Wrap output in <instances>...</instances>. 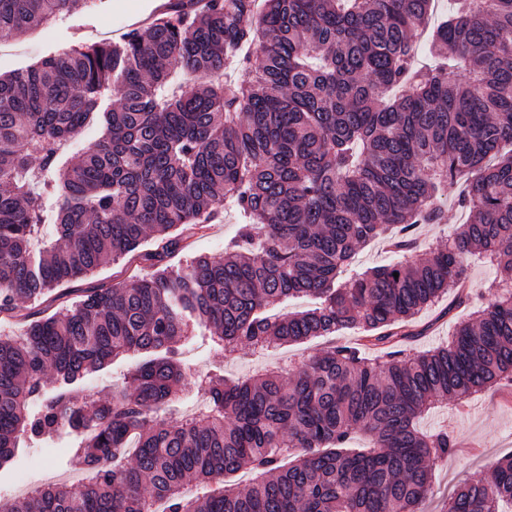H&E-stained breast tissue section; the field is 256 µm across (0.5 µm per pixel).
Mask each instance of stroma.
<instances>
[{"instance_id": "35a3bbf8", "label": "stroma", "mask_w": 512, "mask_h": 512, "mask_svg": "<svg viewBox=\"0 0 512 512\" xmlns=\"http://www.w3.org/2000/svg\"><path fill=\"white\" fill-rule=\"evenodd\" d=\"M156 5L157 0H95L92 6L78 8L70 16L37 27L20 37L0 34V73L28 66L45 55L78 43L120 41L133 28L135 18L149 15ZM241 222L239 212L232 206H225L218 220L209 224L203 234L191 238V253L223 257L225 242L237 235ZM149 272L145 263L132 266L122 260L107 263L100 272L56 289L39 302H18L13 316L0 317V335H22L26 326L43 313L71 305L77 296L88 290L108 287L129 276H144ZM472 312V305L439 300L416 316L415 327L420 334L413 339L412 348L419 352L447 343L457 323L469 320ZM330 342L321 338L269 351L246 348L228 356L205 337H196L180 350L179 358L188 385L176 402L175 410L180 415H192L205 404V396L198 392L193 382L208 372L220 369L230 378L248 377L317 356ZM424 425L429 429L442 425L454 428L460 442L472 445L471 450L458 451L433 466L437 495L427 504L426 512H440L449 491L484 478L493 464L512 455V390L488 389L471 399L467 414H460L449 405L425 420ZM71 445V438L61 436L23 446L19 463L0 470V496L26 497L27 489L17 486L23 475L31 480L40 477L47 483L78 480L82 471L69 462Z\"/></svg>"}]
</instances>
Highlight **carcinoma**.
Returning <instances> with one entry per match:
<instances>
[{
    "label": "carcinoma",
    "mask_w": 512,
    "mask_h": 512,
    "mask_svg": "<svg viewBox=\"0 0 512 512\" xmlns=\"http://www.w3.org/2000/svg\"><path fill=\"white\" fill-rule=\"evenodd\" d=\"M76 2L0 0V32L24 35ZM452 2L430 68L413 38L435 0H168L117 43L0 75V312L108 259L153 267L0 336V468L21 443L70 431L91 474L0 512H423L433 464L459 442L420 420L512 385V291L448 344L407 347L421 310L452 288L465 299L472 256L512 281V0ZM243 52L249 81H204ZM176 69L198 82L174 85ZM90 124L101 138L62 159ZM459 184L468 222L415 258L416 229L444 223L439 199ZM226 203L244 224L224 258L168 264ZM378 239L403 260L357 268ZM295 297L316 305L271 313ZM345 329L358 343L242 380L207 374L205 411L158 418L186 386L178 351L197 331L236 351ZM125 355L142 357L125 393L91 401L84 379ZM357 431L369 446L349 448ZM508 504L512 457L443 512Z\"/></svg>",
    "instance_id": "1"
}]
</instances>
